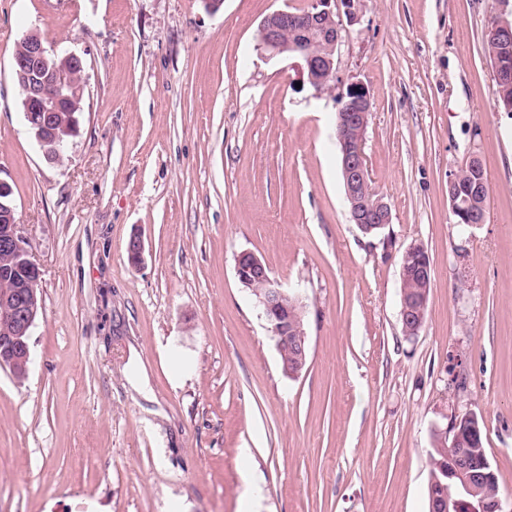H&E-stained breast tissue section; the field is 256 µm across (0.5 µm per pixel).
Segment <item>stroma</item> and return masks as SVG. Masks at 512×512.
Segmentation results:
<instances>
[{
  "mask_svg": "<svg viewBox=\"0 0 512 512\" xmlns=\"http://www.w3.org/2000/svg\"><path fill=\"white\" fill-rule=\"evenodd\" d=\"M309 0H0V179L41 270L27 378L0 368V512H428L434 430L483 423L512 505V112L484 42L498 0H356L336 53L372 97L365 155L391 208L349 220L336 96L259 45ZM79 56L75 136L47 162L12 55ZM486 171L460 228L448 176ZM144 240V262L127 258ZM429 257L426 320L400 324V259ZM305 314L284 373L235 257Z\"/></svg>",
  "mask_w": 512,
  "mask_h": 512,
  "instance_id": "stroma-1",
  "label": "stroma"
}]
</instances>
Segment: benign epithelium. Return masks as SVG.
Returning <instances> with one entry per match:
<instances>
[{
	"instance_id": "obj_1",
	"label": "benign epithelium",
	"mask_w": 512,
	"mask_h": 512,
	"mask_svg": "<svg viewBox=\"0 0 512 512\" xmlns=\"http://www.w3.org/2000/svg\"><path fill=\"white\" fill-rule=\"evenodd\" d=\"M352 15L354 0H309L301 13L303 23L310 29H322L330 42V55L317 52L306 41L282 46L280 34L294 23L296 14L277 10L260 24V46L272 54L284 49L300 57L305 66L307 81L318 93L330 92L329 82L336 79V60L331 56L341 40V19L336 15V2ZM26 50L23 56L13 60V71L19 78L22 105L34 138L47 161H53L67 137L76 133L77 119L70 116L68 123L57 121L61 101L69 93L77 91L70 82V68L82 65V59L74 54L58 55L49 51L36 31L23 37ZM52 83L57 96L47 98L42 88ZM340 121L354 127L350 139H341L343 169L347 184V198L351 202V221L365 233L391 223L390 207L371 191L365 163L364 144L372 103L368 88L360 81H350L342 87L338 96ZM461 173L454 171L448 176L450 206L465 224L476 223L475 214L466 209L458 195L461 192ZM10 262L12 276L19 279L16 287L0 292V368L7 369L13 377L28 373L30 361L29 339L38 317L36 294L41 277L38 264L30 251L29 242L16 224L13 208L5 205L0 209V255ZM235 275L243 288H250L257 295L262 315L276 339L277 348L292 344L297 349L293 364H284L289 376L298 375L306 365L309 344L301 328L288 318V304H298L297 297L274 279L267 265L253 252L243 251L235 259ZM473 413L454 416L442 432L448 435V460L456 474L461 476L460 485L448 494L442 512H505L503 502L495 497L490 501H470L473 482L489 483L495 479L490 462L483 458L460 467L461 459L453 455L460 442L474 444L482 440L483 429L471 421Z\"/></svg>"
}]
</instances>
